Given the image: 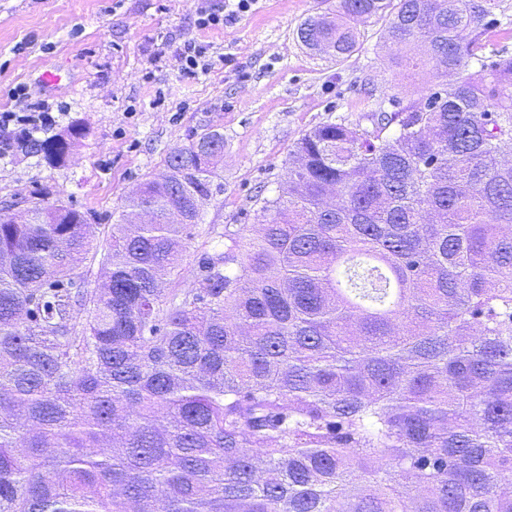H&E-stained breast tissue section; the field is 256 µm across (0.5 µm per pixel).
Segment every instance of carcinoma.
<instances>
[{"mask_svg":"<svg viewBox=\"0 0 512 512\" xmlns=\"http://www.w3.org/2000/svg\"><path fill=\"white\" fill-rule=\"evenodd\" d=\"M497 0H338L326 60L388 18L448 80L325 122L261 222L208 225L206 132L127 200L100 254L38 192L0 220V512H512V55ZM66 134L26 153L66 157ZM183 219L169 222L171 208ZM98 274H93V262ZM495 13L502 19V25L492 30L488 38L499 50L506 48L512 54V0H498ZM204 237H197L195 240L188 242L186 259L183 261L179 275L175 278L176 286L173 284L170 288H186L189 285L190 270L195 265V258L201 251L208 248ZM175 286V287H174Z\"/></svg>","mask_w":512,"mask_h":512,"instance_id":"carcinoma-1","label":"carcinoma"}]
</instances>
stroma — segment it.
Wrapping results in <instances>:
<instances>
[{"label": "stroma", "instance_id": "obj_1", "mask_svg": "<svg viewBox=\"0 0 512 512\" xmlns=\"http://www.w3.org/2000/svg\"><path fill=\"white\" fill-rule=\"evenodd\" d=\"M337 0H255L235 23L200 28L202 11L224 0H0V112L58 113L55 133L81 134L52 166L15 150L0 159V201L47 189L90 217L104 245L140 183L193 134L218 131L224 185L205 206L209 224L256 230L258 187L283 184L291 153L312 128L337 117L370 127L376 100L363 88L413 95L440 83L432 66H391L385 20L363 26L359 52L333 63L296 37L302 21L334 11ZM207 48V70L183 72L185 44ZM58 83L44 85V71Z\"/></svg>", "mask_w": 512, "mask_h": 512}]
</instances>
